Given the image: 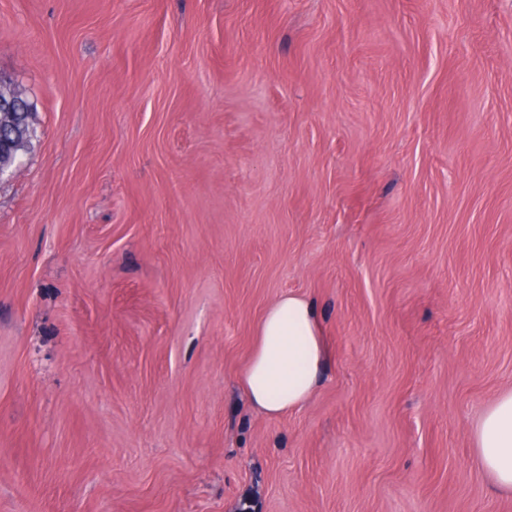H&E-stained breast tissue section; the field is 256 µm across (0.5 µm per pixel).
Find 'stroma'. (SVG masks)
Returning a JSON list of instances; mask_svg holds the SVG:
<instances>
[{
    "instance_id": "35a3bbf8",
    "label": "stroma",
    "mask_w": 512,
    "mask_h": 512,
    "mask_svg": "<svg viewBox=\"0 0 512 512\" xmlns=\"http://www.w3.org/2000/svg\"><path fill=\"white\" fill-rule=\"evenodd\" d=\"M0 512H512V0H0ZM327 359L270 417L266 307ZM325 360L313 303L285 294L259 320L241 386L249 401L268 416L300 410L315 392ZM475 459L494 485L512 491V389L500 393L470 430Z\"/></svg>"
}]
</instances>
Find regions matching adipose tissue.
<instances>
[{
	"mask_svg": "<svg viewBox=\"0 0 512 512\" xmlns=\"http://www.w3.org/2000/svg\"><path fill=\"white\" fill-rule=\"evenodd\" d=\"M326 348L311 301L285 294L259 320L241 377L249 401L269 416L302 409L315 392ZM475 459L498 489L512 491V389L500 393L470 430Z\"/></svg>",
	"mask_w": 512,
	"mask_h": 512,
	"instance_id": "obj_1",
	"label": "adipose tissue"
}]
</instances>
